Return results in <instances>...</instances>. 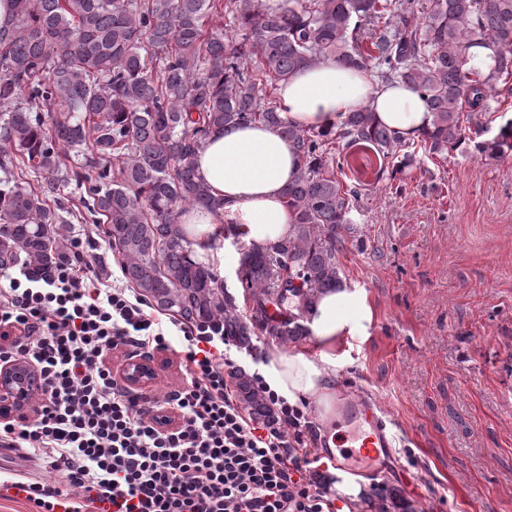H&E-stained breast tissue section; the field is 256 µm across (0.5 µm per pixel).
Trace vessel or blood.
I'll return each instance as SVG.
<instances>
[{
    "label": "vessel or blood",
    "mask_w": 512,
    "mask_h": 512,
    "mask_svg": "<svg viewBox=\"0 0 512 512\" xmlns=\"http://www.w3.org/2000/svg\"><path fill=\"white\" fill-rule=\"evenodd\" d=\"M337 414L343 431L337 442L339 451L329 454V462L356 476H383V463L391 454L392 444L376 407L365 398L355 397L341 403Z\"/></svg>",
    "instance_id": "b4317fda"
}]
</instances>
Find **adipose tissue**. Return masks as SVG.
<instances>
[{
  "instance_id": "1",
  "label": "adipose tissue",
  "mask_w": 512,
  "mask_h": 512,
  "mask_svg": "<svg viewBox=\"0 0 512 512\" xmlns=\"http://www.w3.org/2000/svg\"><path fill=\"white\" fill-rule=\"evenodd\" d=\"M282 115L303 129L339 130L349 112L370 105L377 122L406 139L433 127V114L417 92L404 84L374 85L365 73L328 59L280 82ZM196 171L218 212L193 207L178 217L196 257L224 269L237 264L235 244L273 247L293 232L294 218L284 189L296 179L299 159L291 143L273 128L250 123L211 133L194 157ZM373 311L364 292L343 287L320 294L302 320L307 349L263 351L257 363L263 383L291 405L313 402L329 420L336 400L332 380L342 362L337 348L345 338L365 335Z\"/></svg>"
}]
</instances>
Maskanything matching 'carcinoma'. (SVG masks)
I'll return each mask as SVG.
<instances>
[{
    "label": "carcinoma",
    "mask_w": 512,
    "mask_h": 512,
    "mask_svg": "<svg viewBox=\"0 0 512 512\" xmlns=\"http://www.w3.org/2000/svg\"><path fill=\"white\" fill-rule=\"evenodd\" d=\"M0 27V268L21 262L37 275L68 259L62 203L53 177L83 188L84 220L122 256L127 282L158 310L188 325L224 321V335L250 349L256 336L286 343L306 335L292 311L341 286L336 231L351 223L354 191L336 179L334 139L301 129L280 112L274 90L325 59L410 86L433 113V129L407 141L363 105L338 138L371 145L400 169L418 153L466 140L463 121L491 111L499 83L512 78V0H13ZM232 14L234 29L206 28ZM496 46L491 74L473 78L469 50ZM62 112H43L48 104ZM263 121L293 143L300 172L285 189L293 234L271 249L239 247L238 312L224 282L197 259L179 212L214 199L193 158L216 129ZM499 160L512 155V122L477 144ZM52 176L45 184L16 181ZM236 395L262 421L274 410L242 370Z\"/></svg>",
    "instance_id": "obj_1"
}]
</instances>
